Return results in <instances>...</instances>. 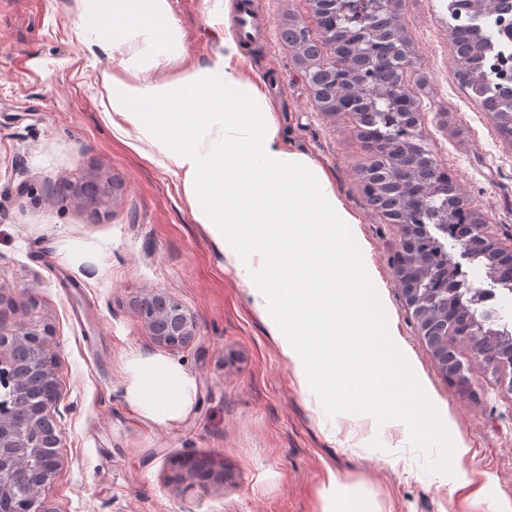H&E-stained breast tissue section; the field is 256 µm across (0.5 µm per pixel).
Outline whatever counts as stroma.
<instances>
[{"label": "stroma", "mask_w": 512, "mask_h": 512, "mask_svg": "<svg viewBox=\"0 0 512 512\" xmlns=\"http://www.w3.org/2000/svg\"><path fill=\"white\" fill-rule=\"evenodd\" d=\"M267 19L242 46V71L275 104L280 145L332 176L361 220L403 353L432 395L433 435L405 433L401 406L381 417L329 410L297 385L234 268L194 224L177 179L117 141L103 116L100 68L72 30L76 0H0V324H36L57 362L63 464L49 491L57 512H322L329 480L357 487L377 512H491L512 502V390L456 349L475 394L460 395L421 340L391 267L401 229L367 201L368 157L346 114L320 112L284 20L308 0H254ZM449 0H400L406 84L420 143L490 234L512 246V144L455 75ZM190 56L219 47L204 0H172ZM159 289L198 322L187 347L165 350L132 306ZM169 353L198 381L187 417L158 427L124 399L125 363ZM468 449L456 461L457 444ZM205 460L223 481L192 476ZM474 478L456 488L458 469Z\"/></svg>", "instance_id": "1"}]
</instances>
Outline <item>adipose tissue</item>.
Returning a JSON list of instances; mask_svg holds the SVG:
<instances>
[{"label":"adipose tissue","instance_id":"ef3b65f1","mask_svg":"<svg viewBox=\"0 0 512 512\" xmlns=\"http://www.w3.org/2000/svg\"><path fill=\"white\" fill-rule=\"evenodd\" d=\"M204 3L219 48L201 63L188 59L171 0H77L73 31L102 67L113 135L178 180L218 258L262 299L305 391L353 415H387L401 395L411 432L445 429L422 417L432 397L402 353L358 217L318 163L278 145L271 100L238 71L224 33L229 0ZM125 374L143 419L167 427L192 409L197 381L173 358L139 354Z\"/></svg>","mask_w":512,"mask_h":512}]
</instances>
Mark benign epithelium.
<instances>
[{
  "label": "benign epithelium",
  "instance_id": "obj_1",
  "mask_svg": "<svg viewBox=\"0 0 512 512\" xmlns=\"http://www.w3.org/2000/svg\"><path fill=\"white\" fill-rule=\"evenodd\" d=\"M397 0H310V10L321 55H296L304 68L313 97L326 114H355L351 100L343 97L336 81L349 82L369 108L397 117L390 130L379 131L378 140L364 139L365 147L385 171L403 175L402 195L383 208L386 218L401 227V242L393 260L394 275L407 306L413 310L420 336H428L429 325L413 294L406 256L413 243L406 225L413 207L427 197L446 193L413 174L408 167L395 168L387 143L402 131L400 149L417 145L420 112L408 92L393 93L379 76L377 46L386 41L393 27ZM472 230L489 242L504 259L512 258V247L504 248L488 232L484 215L469 210ZM133 305L154 340L167 348H181L197 336L198 322L183 305L159 289L142 294ZM10 345L9 356L0 358V387L11 402L0 403V512H56L46 492L62 466L58 452L61 435L54 416L60 399L55 357L46 348L45 332L38 326L7 332L0 324V345Z\"/></svg>",
  "mask_w": 512,
  "mask_h": 512
}]
</instances>
